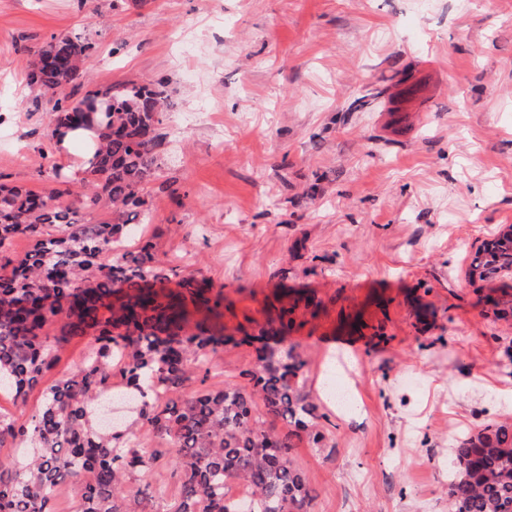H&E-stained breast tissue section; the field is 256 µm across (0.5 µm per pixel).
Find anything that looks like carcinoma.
<instances>
[{"label":"carcinoma","instance_id":"carcinoma-1","mask_svg":"<svg viewBox=\"0 0 512 512\" xmlns=\"http://www.w3.org/2000/svg\"><path fill=\"white\" fill-rule=\"evenodd\" d=\"M91 46L81 38L54 37L38 47L31 81L50 96L51 137L62 129L94 127L97 147L89 179L80 189L46 196L0 184V249L17 237L32 241L21 258L0 264V390L25 398L55 364L53 344L94 336L78 369L55 381L29 423L0 414V443L27 448L0 461V512H49L63 485L81 487L79 512H299L316 498L305 473L287 457L292 438L309 431L315 407L302 392L305 361L277 348L291 325L288 311L257 336L258 368L251 389L234 385L186 390L210 373L211 354L229 342L224 330L192 319L203 306L218 317L224 292L184 277L169 289L155 244L112 253L139 233L129 214L149 222L145 185L160 170L157 151L167 90L162 82L92 89L81 103L99 100L107 111H78L56 90L76 82ZM112 209V221L83 222L81 211ZM512 269V238L484 242L471 262V280L493 281ZM63 314L61 337L44 333ZM126 386L112 388V365ZM121 400L165 442L180 470L172 505L147 497L131 478L146 479L157 452L131 428L100 421L102 403ZM261 402L265 414L255 412ZM294 427L277 434L263 416ZM457 470L448 474V512H512V426L491 425L452 449ZM251 488L245 503L225 498L224 485Z\"/></svg>","mask_w":512,"mask_h":512}]
</instances>
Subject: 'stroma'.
Wrapping results in <instances>:
<instances>
[{"mask_svg":"<svg viewBox=\"0 0 512 512\" xmlns=\"http://www.w3.org/2000/svg\"><path fill=\"white\" fill-rule=\"evenodd\" d=\"M411 2L0 0V183L42 192L76 166L30 72L36 47L81 37L73 98L167 86L144 233L171 282L223 290L228 334L278 312L276 291L314 294L288 338L321 434L289 452L319 492L308 512H448L456 441L512 423V319L467 276L512 225V0ZM345 335L358 345L327 342ZM92 342L62 343L0 413L28 420ZM211 361L249 388L253 346ZM329 375L351 409L323 395Z\"/></svg>","mask_w":512,"mask_h":512,"instance_id":"obj_1","label":"stroma"}]
</instances>
